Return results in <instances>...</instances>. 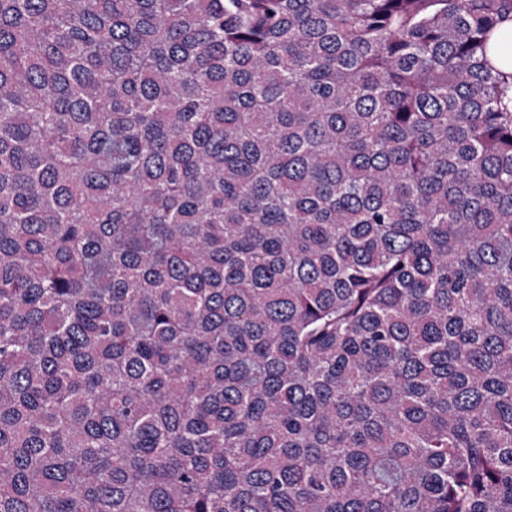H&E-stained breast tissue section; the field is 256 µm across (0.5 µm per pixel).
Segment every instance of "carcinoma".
I'll return each instance as SVG.
<instances>
[{
    "label": "carcinoma",
    "mask_w": 512,
    "mask_h": 512,
    "mask_svg": "<svg viewBox=\"0 0 512 512\" xmlns=\"http://www.w3.org/2000/svg\"><path fill=\"white\" fill-rule=\"evenodd\" d=\"M512 0H0V512H512Z\"/></svg>",
    "instance_id": "cac0c4a2"
}]
</instances>
